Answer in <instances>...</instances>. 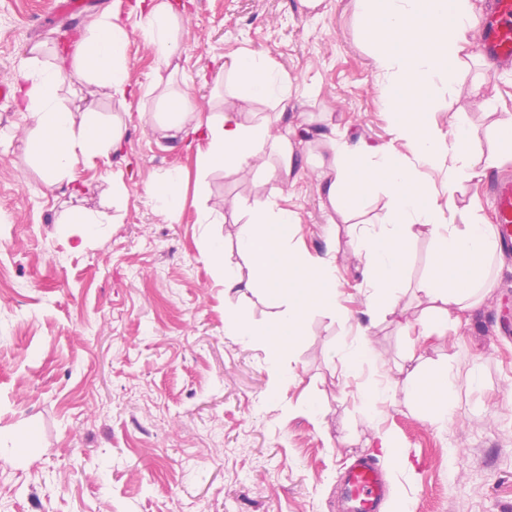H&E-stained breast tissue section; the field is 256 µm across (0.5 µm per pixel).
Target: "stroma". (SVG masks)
Returning <instances> with one entry per match:
<instances>
[{"mask_svg":"<svg viewBox=\"0 0 512 512\" xmlns=\"http://www.w3.org/2000/svg\"><path fill=\"white\" fill-rule=\"evenodd\" d=\"M182 2L178 72L135 34L126 101L98 98L99 112L127 125L121 158L80 160L51 188L35 154L0 150V260L15 285L0 297V430L11 436L0 444V512H342V472L358 455L381 457L384 433L411 463L401 470L381 458L387 512L403 500L413 512H512V338L499 333L512 308V255L465 324L428 340L406 336L395 319L368 315L366 260L356 249L366 224L383 221L385 197L364 199L345 218L323 205L317 174L328 138L377 149L394 137L348 0L314 11L299 0ZM58 3L0 0V82L13 83L33 46L41 64L57 63L55 34L67 19L48 17ZM241 52L268 57L292 83L288 111L261 100L240 117L299 129L289 182L202 171L205 142L161 137L146 122L169 85L202 115L223 112L224 88L199 75ZM483 76L500 115H512V71L490 69L476 49L457 84L433 90L434 123L444 131L454 118L473 129L477 166L497 142L472 92ZM175 168L185 174L183 203L167 219L153 197ZM486 183L457 185L465 219L491 221ZM75 185L101 215L99 234L84 244L60 221ZM228 199L239 208L225 209ZM267 200L299 214L290 245L334 256L344 312H313L279 354L227 335L232 302L211 254L219 243L223 261L238 263L237 233ZM431 253L426 235L407 247L400 306L412 319L424 308L416 288ZM363 340L373 357L348 359ZM412 354L452 361L458 407L448 422L413 406L402 373ZM375 383L385 394L369 409L360 392Z\"/></svg>","mask_w":512,"mask_h":512,"instance_id":"35a3bbf8","label":"stroma"}]
</instances>
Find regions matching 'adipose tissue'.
Instances as JSON below:
<instances>
[{"mask_svg": "<svg viewBox=\"0 0 512 512\" xmlns=\"http://www.w3.org/2000/svg\"><path fill=\"white\" fill-rule=\"evenodd\" d=\"M352 12L363 40L375 50L374 59L384 78V91L394 123L393 141L364 152L333 145V156L319 174L332 211L354 209L362 198L384 192L388 199L380 229L361 238L369 271L367 312H397L411 238L429 235L433 241L429 275L417 286L428 304L430 323L423 336L443 334L455 317L466 311L487 284L489 266L496 258L493 227L455 224L454 200L439 202L438 191L450 194L456 184L471 177L469 160L474 133L454 122L441 134L431 118L436 81L455 84L461 53L474 46L471 0H352ZM136 29L125 19L103 12L77 45L70 63L44 66L31 60L15 80L28 150L37 154L48 185L70 177L82 158L106 160L123 149L126 128L120 119L103 121L92 107L62 106L58 90L67 74L81 79L87 98L109 93L127 98L126 47L132 31L154 45L164 67L178 57L186 16L174 0H136ZM215 84H231L230 112L208 116L196 112L180 90L161 94L150 115L152 130L166 138L204 139L202 169L222 168L240 174L266 171L287 180L294 171L295 130L275 132L264 123L247 125L238 113L250 111L255 99L273 100L287 109L291 86L269 59L253 53L226 56L213 74ZM444 171L442 189L421 180L411 161ZM299 222L295 212L268 201L256 205L252 218L237 235L241 262L224 268V292L246 303L254 284L279 310L262 332V343L277 352L302 334L313 310L336 315L341 311L334 286L335 259L313 256L287 247ZM406 384L414 406L434 421L455 410L456 383L450 363L426 361L407 372Z\"/></svg>", "mask_w": 512, "mask_h": 512, "instance_id": "obj_1", "label": "adipose tissue"}]
</instances>
